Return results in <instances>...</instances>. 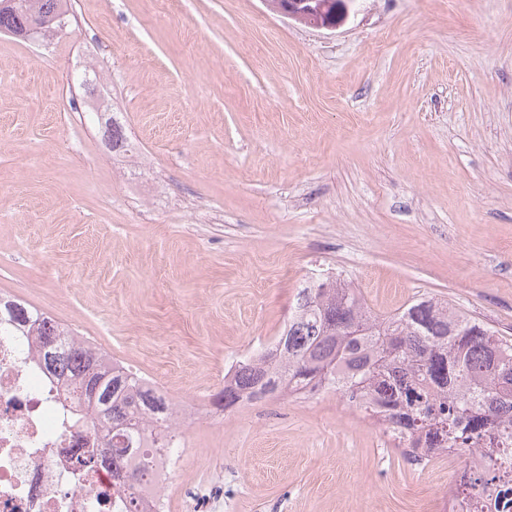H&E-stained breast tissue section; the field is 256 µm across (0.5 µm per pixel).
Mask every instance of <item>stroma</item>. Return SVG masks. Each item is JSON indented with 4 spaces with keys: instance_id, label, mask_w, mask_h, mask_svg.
Returning a JSON list of instances; mask_svg holds the SVG:
<instances>
[{
    "instance_id": "obj_1",
    "label": "stroma",
    "mask_w": 512,
    "mask_h": 512,
    "mask_svg": "<svg viewBox=\"0 0 512 512\" xmlns=\"http://www.w3.org/2000/svg\"><path fill=\"white\" fill-rule=\"evenodd\" d=\"M95 78L132 142L88 118ZM321 269L391 315L426 295L512 338V0H352L315 28L263 0H70L0 32V292L173 401L209 407ZM181 472L221 512H448L336 393L185 426Z\"/></svg>"
}]
</instances>
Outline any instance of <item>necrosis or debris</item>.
<instances>
[{
	"instance_id": "necrosis-or-debris-1",
	"label": "necrosis or debris",
	"mask_w": 512,
	"mask_h": 512,
	"mask_svg": "<svg viewBox=\"0 0 512 512\" xmlns=\"http://www.w3.org/2000/svg\"><path fill=\"white\" fill-rule=\"evenodd\" d=\"M37 349L35 336L0 331V512H125L111 463H82L105 442L104 428L76 426L84 402L73 380L44 372ZM182 445L173 438L149 460L142 512H162Z\"/></svg>"
}]
</instances>
